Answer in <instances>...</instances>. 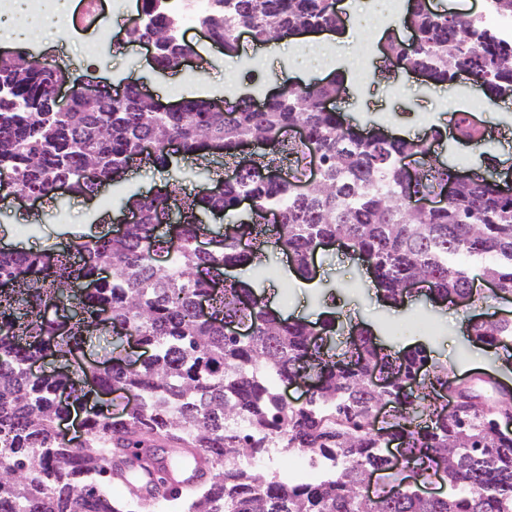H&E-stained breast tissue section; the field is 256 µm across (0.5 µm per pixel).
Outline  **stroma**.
Here are the masks:
<instances>
[{
	"label": "stroma",
	"mask_w": 512,
	"mask_h": 512,
	"mask_svg": "<svg viewBox=\"0 0 512 512\" xmlns=\"http://www.w3.org/2000/svg\"><path fill=\"white\" fill-rule=\"evenodd\" d=\"M353 2L358 30L352 44H310L295 37L268 56L241 51V60L254 75L250 81L239 80L232 67L204 69L195 59L175 71H158L152 66L147 46L127 42L125 28L130 16L126 13L109 16L102 25L87 29L67 19L61 36L34 32L26 49L108 91L119 87L121 79L138 81L147 93L165 103H176L183 97L232 100L244 93L260 102L280 86L328 79L342 71L348 77L347 96L336 100L335 105L346 123L363 131L372 122L388 132L402 127L409 136L417 137L448 126L453 112L466 110L491 137L480 150L447 140L444 159L458 171L476 167L484 154L501 162L503 168L512 167V106L482 111L468 84L446 95L414 74L404 85L371 73L357 76L352 63L379 61L381 29L375 26L374 18L382 13L385 3L377 0L371 7L363 0ZM119 198L118 189L108 186L94 198L68 195L55 205L32 207L10 198L0 199V246L36 251L61 247L71 236L90 233L92 224L105 216L110 219L107 232H114L120 218ZM313 264L316 281L307 285L291 273L285 255L272 258L270 279L265 284L272 309L286 318L312 322L329 311L342 329L361 320L372 326L387 349L401 351L425 345L432 357L447 363L449 376L459 381L472 384L491 374L512 385V359H503L499 351L468 339L466 324L472 316H512V300L493 297L486 283H479L482 298L470 306L435 305L423 298L395 306L378 298L363 262L345 255L340 245L320 247Z\"/></svg>",
	"instance_id": "stroma-1"
}]
</instances>
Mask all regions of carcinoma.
<instances>
[{"label": "carcinoma", "instance_id": "obj_1", "mask_svg": "<svg viewBox=\"0 0 512 512\" xmlns=\"http://www.w3.org/2000/svg\"><path fill=\"white\" fill-rule=\"evenodd\" d=\"M341 17L333 0H215L202 19L224 41V55L239 53L233 31L248 29L259 43L291 37L299 27L335 29ZM402 23L415 45L391 40L384 69H425L435 86L454 87L457 73L498 99L512 98V43L497 28L448 12L429 11L414 0ZM167 0H142L126 35L156 41L155 65L179 68L191 47L176 39ZM77 77L35 58H0V189L27 191L55 200L65 182L70 194L92 197L102 183L122 181L133 166L167 168L168 146L210 172L220 153L241 166L238 148L261 139L268 150L248 158L238 177L219 194L188 192L173 179L151 195L128 192L122 207L137 215L120 237L81 234L65 249L0 251V512H134L112 498L106 458L129 448H191L207 463L202 480L157 496L178 512H512V433L499 428L502 411L482 405L450 413L439 405L453 383L448 368L423 345L385 353L373 332L356 324L335 341L336 321L315 324L271 314L256 285L237 276L221 294L210 281L225 269L263 268L273 246L288 253L298 278H315L310 258L323 240H338L361 255L378 293L398 304L414 280L445 301L473 295L475 279L492 280L512 295V195H501L492 179L475 171L471 183L444 208L422 213L407 199L435 193L453 170L433 156L425 138H390L381 128L369 136L349 129L324 102L344 91V77L328 83L288 86L254 112L243 97L224 101L191 98L180 112H156L130 82L112 101L88 100L75 92L65 107L51 100L55 83ZM307 126L309 140L286 136ZM453 125L469 144L484 132L470 115L457 112ZM153 152L143 156L141 145ZM322 158L320 181L298 191L311 152ZM420 168L412 183L401 179L404 160ZM292 169L288 180L262 172ZM181 195L178 232L157 227L168 197ZM247 196L251 211L238 217ZM235 218L222 246L204 251L206 214ZM210 297L202 318L196 302ZM234 323L251 335L226 334ZM132 331L151 352L130 359L122 334ZM473 339L489 348L512 346V319L472 327ZM105 342L104 359L90 360L74 376L62 372L32 377L29 367L47 355L73 356ZM379 369L390 381L371 386ZM319 384L298 407L285 404L277 384L310 372ZM112 396L130 392L136 404L115 412L111 405L84 413L83 440L59 438L56 424L84 388ZM396 405L387 430L404 445L406 461L430 479L444 470L448 493L424 498L389 470L370 424L379 401ZM299 449L340 462L332 478L316 485L288 484L273 472L240 463L272 449ZM373 469L388 478L386 496L363 499L358 484Z\"/></svg>", "mask_w": 512, "mask_h": 512}]
</instances>
